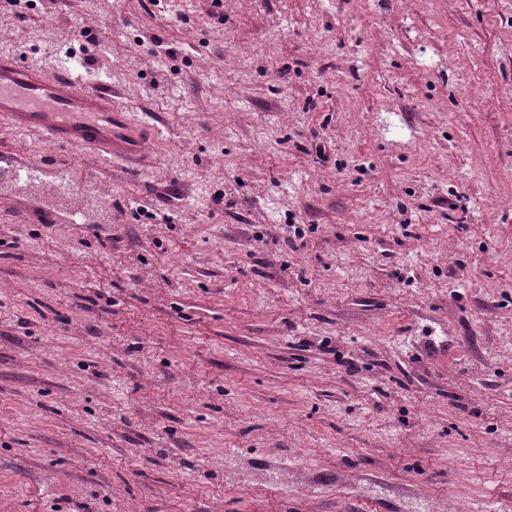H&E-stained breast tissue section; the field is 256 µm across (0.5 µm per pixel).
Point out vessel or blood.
<instances>
[{
	"label": "vessel or blood",
	"mask_w": 512,
	"mask_h": 512,
	"mask_svg": "<svg viewBox=\"0 0 512 512\" xmlns=\"http://www.w3.org/2000/svg\"><path fill=\"white\" fill-rule=\"evenodd\" d=\"M4 121L108 160L143 152V132L115 103L111 87L88 86L75 73L50 75L0 53V122Z\"/></svg>",
	"instance_id": "obj_1"
}]
</instances>
